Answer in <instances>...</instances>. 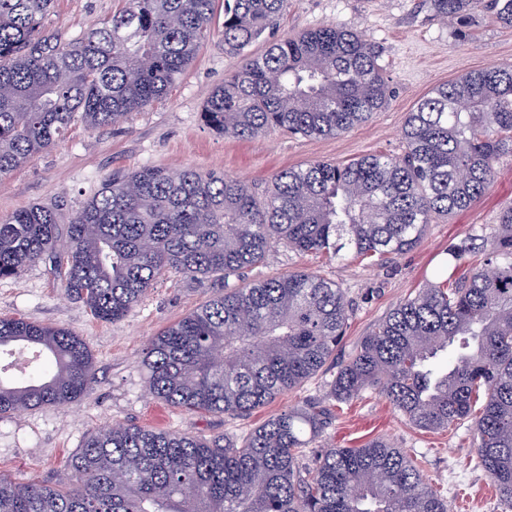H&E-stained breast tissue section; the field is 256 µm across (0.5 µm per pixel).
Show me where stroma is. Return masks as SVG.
<instances>
[{
  "label": "stroma",
  "mask_w": 512,
  "mask_h": 512,
  "mask_svg": "<svg viewBox=\"0 0 512 512\" xmlns=\"http://www.w3.org/2000/svg\"><path fill=\"white\" fill-rule=\"evenodd\" d=\"M118 0H55L43 21L47 34L80 37L94 22L111 18ZM224 4L217 0L207 42L173 91L151 107L130 113L121 123L88 129L75 123L50 151L35 155L0 185V215L34 203L69 215L106 177L143 166L172 171L194 168L246 180L265 192L280 170L317 160L344 163L368 153L400 155L409 112L434 86L490 66L512 65V28L479 12L460 38L437 20L422 0H289L276 38L333 25L363 35L380 51L388 106L368 123L336 136L299 138L273 132L247 141L217 134L201 110L208 94L223 82L236 61L221 45ZM512 206V156L502 157L491 192L467 212L438 217L421 243L389 263L369 266L353 259L325 262L276 246L254 277L307 270L336 282L353 302L344 342L334 361L314 378L243 419L220 413H189L146 392L142 353L151 339L187 316L212 294V286L176 274L160 278L134 311L117 322L96 319L69 298L48 263L27 268L15 279H0V317L65 327L82 336L93 354L94 381L76 402L45 406L0 418V473L18 482L64 484L66 458L79 452L94 430L112 423H134L206 440L242 438L271 416L320 396L356 341L397 302L415 294L434 273L448 248L481 225L496 223ZM383 435L397 447L423 457L450 512H503L489 476L474 462L468 425L444 432L414 429L376 392L345 406L317 444L356 448Z\"/></svg>",
  "instance_id": "35a3bbf8"
}]
</instances>
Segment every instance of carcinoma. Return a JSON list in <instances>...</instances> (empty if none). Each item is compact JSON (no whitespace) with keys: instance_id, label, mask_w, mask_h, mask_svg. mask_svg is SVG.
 <instances>
[{"instance_id":"cac0c4a2","label":"carcinoma","mask_w":512,"mask_h":512,"mask_svg":"<svg viewBox=\"0 0 512 512\" xmlns=\"http://www.w3.org/2000/svg\"><path fill=\"white\" fill-rule=\"evenodd\" d=\"M112 18L64 41L44 32L54 0H0V184L76 122L116 125L166 96L203 49L215 0H122ZM466 36L481 9L512 27V0H423ZM288 0H224V54L240 62L206 98L213 131L336 136L389 101L378 48L344 27L265 39ZM400 156L317 161L274 175L262 195L237 177L145 166L104 179L68 218L34 204L0 216V279L47 261L67 294L114 322L157 280L220 282L154 338L148 393L188 412L243 417L322 371L352 304L308 271L246 282L281 244L334 261L384 265L415 248L437 216L487 194L512 154V67L433 87L409 113ZM457 275L397 304L336 364L321 398L240 440L135 424L89 434L64 485L0 474V512H448L422 461L384 437L358 448L310 444L336 407L377 390L409 424L470 423L477 465L512 509V206L448 249ZM31 350L24 380L7 383ZM91 351L71 330L0 317V416L77 400Z\"/></svg>"}]
</instances>
